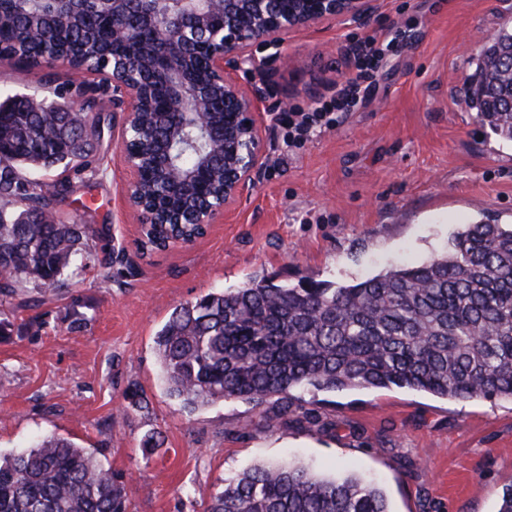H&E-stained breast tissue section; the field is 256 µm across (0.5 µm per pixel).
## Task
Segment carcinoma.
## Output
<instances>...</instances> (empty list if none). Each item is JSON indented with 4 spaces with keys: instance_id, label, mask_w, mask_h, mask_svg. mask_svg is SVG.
I'll return each mask as SVG.
<instances>
[{
    "instance_id": "obj_1",
    "label": "carcinoma",
    "mask_w": 512,
    "mask_h": 512,
    "mask_svg": "<svg viewBox=\"0 0 512 512\" xmlns=\"http://www.w3.org/2000/svg\"><path fill=\"white\" fill-rule=\"evenodd\" d=\"M112 22L59 23L29 33L28 9L6 13L0 46L31 65L76 56L112 66L103 47ZM469 96L477 119L512 142V32L497 34L477 64ZM60 96L0 97V306L21 285L52 286L82 263L84 224H44L37 212L69 192L21 176L23 168L78 170L99 138L79 112H58ZM184 142L178 162L195 165ZM24 208L16 213L14 207ZM192 236L196 224H152L146 243L168 233ZM155 345L170 397L191 409L238 400L301 410V394L393 387L456 400H512V225L466 224L449 250L412 267H391L353 283L294 285L253 280L175 309ZM125 485L73 442L45 437L0 456V512H125ZM206 512H391L366 478L321 475L296 462L258 464L224 478Z\"/></svg>"
}]
</instances>
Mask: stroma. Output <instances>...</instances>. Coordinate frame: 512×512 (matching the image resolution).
I'll return each mask as SVG.
<instances>
[{"instance_id":"1","label":"stroma","mask_w":512,"mask_h":512,"mask_svg":"<svg viewBox=\"0 0 512 512\" xmlns=\"http://www.w3.org/2000/svg\"><path fill=\"white\" fill-rule=\"evenodd\" d=\"M399 33L363 102L337 126L289 144L279 101L314 106L355 71L351 44ZM512 30V0H376L359 20L289 35L262 102L265 163L231 216L193 243L141 251L124 206L117 147L124 121L112 92L64 67L0 64V95L64 93L101 137L56 211L85 224L80 271L59 286L18 288L0 336V454L57 436L93 452L125 482L127 512H206L226 476L298 460L375 478L392 512H497L512 484V401H458L405 389L314 396L318 419L272 405L220 401L194 412L169 396L154 338L177 306L266 277L341 283L392 264L418 265L462 225L512 224V143L465 101L490 34ZM144 392L138 410L126 390ZM161 432L152 453L144 436Z\"/></svg>"}]
</instances>
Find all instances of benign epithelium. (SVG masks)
I'll use <instances>...</instances> for the list:
<instances>
[{"label": "benign epithelium", "instance_id": "benign-epithelium-1", "mask_svg": "<svg viewBox=\"0 0 512 512\" xmlns=\"http://www.w3.org/2000/svg\"><path fill=\"white\" fill-rule=\"evenodd\" d=\"M27 5L34 33L44 36L59 20L79 22L110 15L112 71L92 72L64 63L77 78L93 75L112 85V103L126 112L118 148L127 169L125 206L137 223L152 224L144 185L150 160L172 208L193 214L206 227L226 218L254 183L264 163L262 92L244 88L235 74L254 61L252 48L280 49L291 32L336 18L359 19L375 0H18ZM143 112L157 113L166 127L143 157L127 135ZM205 133L212 150L191 170L168 161L172 140L185 128ZM224 158L222 200L199 207L195 199L217 178L214 156Z\"/></svg>", "mask_w": 512, "mask_h": 512}]
</instances>
